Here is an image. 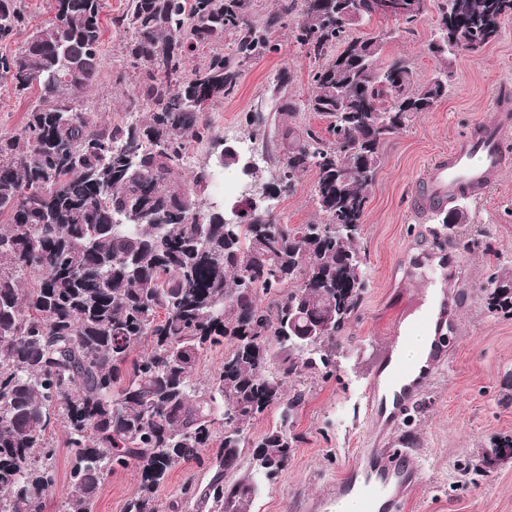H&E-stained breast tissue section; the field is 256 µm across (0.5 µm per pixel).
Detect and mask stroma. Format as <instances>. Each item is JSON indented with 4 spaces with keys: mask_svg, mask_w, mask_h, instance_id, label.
I'll return each mask as SVG.
<instances>
[{
    "mask_svg": "<svg viewBox=\"0 0 512 512\" xmlns=\"http://www.w3.org/2000/svg\"><path fill=\"white\" fill-rule=\"evenodd\" d=\"M128 0H104V64L79 101L82 111L105 122L143 118L136 100L134 70L122 54L124 32L112 20L126 11ZM435 18L388 40L383 61L407 58L417 81L430 80L439 67L430 53ZM275 51L251 59L240 70L233 93L210 106L206 119L222 141L235 145L263 174L274 170L279 139L250 140L249 112L263 113L267 127L281 124L288 104L311 90L313 63L288 30L275 29ZM512 83V22L501 39L480 54H458L448 96L432 111L418 114L381 149L380 169L371 190L357 246L366 267V287L358 314L341 342L336 373L305 374V398L293 421L296 446L284 471L262 486L251 512H301L308 498L329 496L355 448L370 436L367 402L376 388L375 362L395 330L424 303L432 275L405 270L403 252L433 248L436 215L418 217L411 209L413 182L433 157L448 149L468 125L493 119L501 87ZM281 92H274V84ZM314 172L305 173L295 190L271 200L278 223L309 224L321 220L315 205ZM469 217L461 231L476 245L462 252L463 285L472 301L460 304L452 348V366L443 371L410 412L406 428L420 445L411 459L419 482L402 512H512V461L490 475L476 468L491 441L512 435V316L488 309L485 286L495 255L512 257V168L477 198L459 200ZM136 470L113 473L100 488L94 512H124L140 489Z\"/></svg>",
    "mask_w": 512,
    "mask_h": 512,
    "instance_id": "35a3bbf8",
    "label": "stroma"
}]
</instances>
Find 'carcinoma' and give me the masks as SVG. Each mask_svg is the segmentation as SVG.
<instances>
[{"label": "carcinoma", "instance_id": "cac0c4a2", "mask_svg": "<svg viewBox=\"0 0 512 512\" xmlns=\"http://www.w3.org/2000/svg\"><path fill=\"white\" fill-rule=\"evenodd\" d=\"M340 4L279 0L260 22L253 0H130L115 24L130 33L126 57L146 110L138 121L78 108L101 66L103 0H56L51 23L0 55L1 90L38 89L23 128L0 135V512H43L57 423L74 456L66 512H93L100 485L126 469L141 488L125 512H162L157 488L190 462L210 478L184 484L183 501L249 512L288 466L303 393L285 386L336 370L366 286L357 240L381 145L448 96L453 56L489 46L512 18V0H443L429 45L440 68L420 84L405 58L380 65L392 32L346 37L380 15L379 0H355L353 21ZM397 8L392 19L408 29L430 0L413 17ZM25 20V0H0V43ZM278 24L315 63L312 90L288 117L312 112L326 127L282 123L266 193L290 191L313 170L323 220L293 227L266 208L228 224L223 204L204 198L227 158L196 167L190 186L178 173L190 144L219 142L198 103L232 94L240 68L275 50ZM226 33L236 42L223 49ZM203 48V64L185 72ZM124 213L147 220L122 224ZM437 217L447 230L466 222L458 207ZM487 289L489 309L512 315L511 260L497 259ZM300 307L307 319L284 336ZM144 340L150 349L133 355ZM226 343L224 362L195 382L201 353ZM271 408L279 425L253 445L249 475L231 479L244 425Z\"/></svg>", "mask_w": 512, "mask_h": 512}]
</instances>
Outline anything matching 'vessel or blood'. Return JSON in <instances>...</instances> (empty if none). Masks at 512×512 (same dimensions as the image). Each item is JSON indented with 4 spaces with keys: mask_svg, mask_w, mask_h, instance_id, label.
I'll return each instance as SVG.
<instances>
[{
    "mask_svg": "<svg viewBox=\"0 0 512 512\" xmlns=\"http://www.w3.org/2000/svg\"><path fill=\"white\" fill-rule=\"evenodd\" d=\"M492 121L473 123L448 151L434 158L426 173L414 185L413 211L419 215L441 212L449 203L476 197L494 185L501 174L512 167V151L505 145L512 132V100L502 99ZM405 267L429 268L439 272L444 283L442 296L433 312L423 314L414 331L432 334L433 341L424 365L418 373H409L383 355L377 368L384 377L387 394H373L370 408L382 431L398 429L406 420L412 402L428 390L445 368L450 351L444 333L452 329L458 294L450 285L458 277L455 246L420 253H404ZM418 468L407 450L400 448H361L338 480L339 494L359 492L364 501L362 512H399L415 486Z\"/></svg>",
    "mask_w": 512,
    "mask_h": 512,
    "instance_id": "b4317fda",
    "label": "vessel or blood"
}]
</instances>
